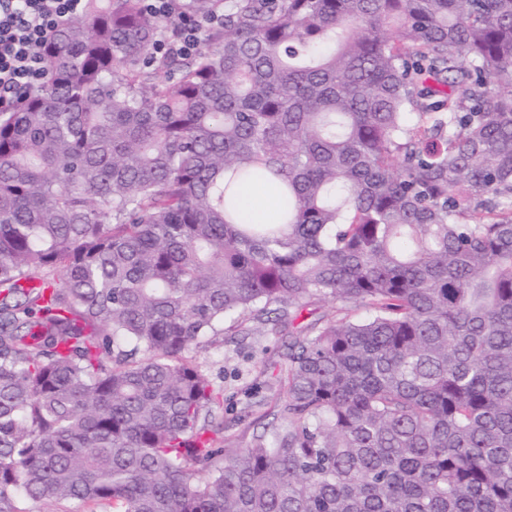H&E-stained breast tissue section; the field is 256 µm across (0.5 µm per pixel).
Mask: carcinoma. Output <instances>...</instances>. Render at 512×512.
Returning a JSON list of instances; mask_svg holds the SVG:
<instances>
[{"label": "carcinoma", "instance_id": "1", "mask_svg": "<svg viewBox=\"0 0 512 512\" xmlns=\"http://www.w3.org/2000/svg\"><path fill=\"white\" fill-rule=\"evenodd\" d=\"M190 9L156 57L86 0L0 112V512H512V0ZM226 321L291 336L247 448L191 356ZM188 0H142V7L145 12L153 16H159L165 20L178 14L177 22L172 29V38L162 40L158 45L157 52H169L176 50L182 55L195 52L200 44V35L203 30L220 24L219 15L211 17L195 18L183 10V2ZM241 203L247 208H261L272 211L275 208V198L261 187H249L242 195Z\"/></svg>", "mask_w": 512, "mask_h": 512}]
</instances>
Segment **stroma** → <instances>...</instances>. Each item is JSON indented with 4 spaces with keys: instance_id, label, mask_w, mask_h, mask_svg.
<instances>
[{
    "instance_id": "35a3bbf8",
    "label": "stroma",
    "mask_w": 512,
    "mask_h": 512,
    "mask_svg": "<svg viewBox=\"0 0 512 512\" xmlns=\"http://www.w3.org/2000/svg\"><path fill=\"white\" fill-rule=\"evenodd\" d=\"M288 342V336H267L259 330L249 336L229 331L196 350V360L208 379L224 392L225 418H241L224 432L233 447H248L256 430L280 425L273 397Z\"/></svg>"
}]
</instances>
